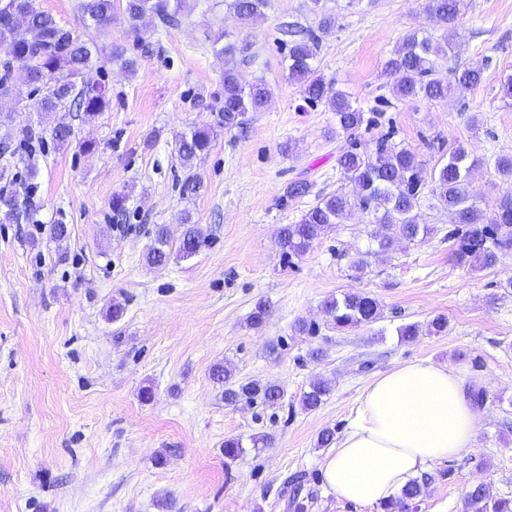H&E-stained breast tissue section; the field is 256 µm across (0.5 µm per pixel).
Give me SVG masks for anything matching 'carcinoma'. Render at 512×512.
Instances as JSON below:
<instances>
[{
	"mask_svg": "<svg viewBox=\"0 0 512 512\" xmlns=\"http://www.w3.org/2000/svg\"><path fill=\"white\" fill-rule=\"evenodd\" d=\"M184 0H125L124 20L132 32L139 31L140 22L151 17L164 27L178 24ZM15 10L24 16L20 22L13 15L0 12V43L6 45L0 58V97H20L14 73L22 70L31 85L46 87L39 101L40 111L47 114L65 112L76 106L92 118L110 104L106 86L87 80L94 65L97 46L81 40L74 31L61 25L43 10L38 0H13ZM268 0H224L227 10L244 22H253L264 15ZM465 7L464 0H427L426 9L441 24L440 37L417 30L407 33L391 50L385 62V74L392 79L391 91L403 102L415 99L437 101L448 98L455 88L479 87L484 68L481 65L457 64L446 70L441 61L449 58L454 48L451 24ZM83 17L98 28L112 22L113 0H80ZM336 25L331 14L321 16L315 28L288 25L292 37L284 62L288 78L300 85L303 98L310 104L323 103L336 119V134L345 136L336 162L349 190L340 189L318 199L295 224H286L279 231L282 255L291 261L303 256L324 232L350 211L357 209L370 217V222L383 224L391 234L376 239L377 252L386 253L396 241L416 243L435 231L419 222L418 210L427 196L434 200L432 207L448 213V240L452 241L451 256L457 264L473 269H490L497 265L501 254L512 250V198L498 203L487 217L470 191L471 173L479 161L470 158L466 147L456 145L447 162L426 168V161L416 152L393 140V133L380 135L370 143L359 139V130L375 123L374 118L354 106L343 92L318 73L314 61L322 35ZM213 44L220 45L217 53L224 56V107L217 113L216 127L196 129L176 140L175 150L182 165L192 168L194 160L211 147L219 129L238 128L244 115L260 111L268 98L264 83L248 87L241 84L237 72V57L247 45L227 40L224 30L215 34ZM24 211L15 191L0 188V222L20 221ZM185 230L178 252L189 256L205 242L202 230L184 218ZM173 248L166 226L155 228L153 243L148 249L149 264H165ZM323 309L338 330L374 323L382 318L378 300L367 293L348 292L330 296ZM214 380L226 384L224 401L235 404L241 400L273 406L282 391L274 383L234 382L233 371L217 364L211 371ZM321 380L313 382L303 392L300 404L305 410H315L328 394ZM245 453L238 438L224 440L225 465H230ZM428 476L411 480L401 495L382 506L383 512H409L422 494ZM468 512H512V500L496 498L489 485L481 483L467 493Z\"/></svg>",
	"mask_w": 512,
	"mask_h": 512,
	"instance_id": "cac0c4a2",
	"label": "carcinoma"
}]
</instances>
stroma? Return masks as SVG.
Instances as JSON below:
<instances>
[{"label": "stroma", "mask_w": 512, "mask_h": 512, "mask_svg": "<svg viewBox=\"0 0 512 512\" xmlns=\"http://www.w3.org/2000/svg\"><path fill=\"white\" fill-rule=\"evenodd\" d=\"M39 2L100 46L90 76L112 102L90 120L64 113L73 134L60 145L45 133L25 80L17 82L24 100L0 99L10 127L34 131L29 151L0 154V187L18 185L27 163L38 170L29 218L0 223V512H292L287 482L296 473L311 494L306 512H379L327 486L317 437L326 428L343 434L369 382L414 360L451 365L486 395L472 448L431 466L417 512H466V493L479 483L512 499V251L492 269L456 264L447 216L425 205L420 221L435 231L422 242L377 253L380 225L354 211L294 264L281 257L279 228L344 185L333 113L304 101L282 65L280 26L314 25L312 0H268L247 27L215 0H186L177 26L147 18L136 34L119 11L98 29L84 24L79 0ZM465 2L456 59L483 65L477 89L443 102L393 99L383 74L389 52L408 32L439 29L425 0H322L336 27L323 35L315 65L355 105L380 112L365 139L394 132L432 166L468 142L481 162L470 189L489 214L512 194L493 168L496 156L512 154V100L500 94L512 76V0ZM220 28L247 43L238 73L246 83L264 80L269 102L188 170L176 140L213 124L223 105L224 59L212 48ZM116 45L136 59L135 71L112 57ZM191 174L200 188L187 194ZM298 178L310 193L288 197ZM187 218L205 246L149 265L154 226L167 225L176 241ZM52 224L66 225L64 241L49 238ZM358 259L367 264L361 274ZM347 291L375 297L382 318L336 330L321 303ZM261 298L271 313L253 329L248 316ZM439 314L446 332L399 339V326ZM301 319L315 335L294 332ZM313 348L320 359L309 358ZM217 364L238 381L278 384L279 404H225L211 377ZM319 379L329 394L316 410L302 409L301 394ZM266 433L271 447L225 466V439Z\"/></svg>", "instance_id": "obj_1"}]
</instances>
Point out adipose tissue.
I'll return each instance as SVG.
<instances>
[{
  "instance_id": "1",
  "label": "adipose tissue",
  "mask_w": 512,
  "mask_h": 512,
  "mask_svg": "<svg viewBox=\"0 0 512 512\" xmlns=\"http://www.w3.org/2000/svg\"><path fill=\"white\" fill-rule=\"evenodd\" d=\"M482 418L454 367L396 364L361 393L347 431L323 460L326 481L348 502L385 505L433 463L472 447Z\"/></svg>"
}]
</instances>
